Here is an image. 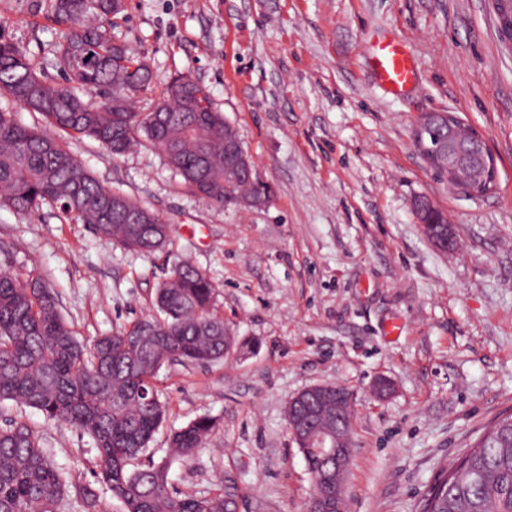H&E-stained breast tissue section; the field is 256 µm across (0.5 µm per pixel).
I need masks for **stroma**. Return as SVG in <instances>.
<instances>
[{
    "label": "stroma",
    "mask_w": 512,
    "mask_h": 512,
    "mask_svg": "<svg viewBox=\"0 0 512 512\" xmlns=\"http://www.w3.org/2000/svg\"><path fill=\"white\" fill-rule=\"evenodd\" d=\"M0 23L59 80L51 0H0ZM114 33L153 70L138 111L172 77L192 75L274 194L259 207L220 206L191 195L160 151L115 156L86 138L73 148L92 175L159 213L168 245L131 252L46 207L0 209V271L41 278L88 340L148 314L174 263H191L242 350L160 369L168 413L152 448L169 458L172 487L204 495L231 478L239 512H305L313 484L285 407L335 383L355 393L348 512H417L442 467L512 412V51L489 0H125ZM383 34L416 58L398 95L366 62ZM426 112L456 113L483 133L493 190L464 195L429 167L415 141ZM420 195L447 214L457 249L423 234ZM381 375L395 386L385 400L371 391ZM13 416L94 487L103 512H122L94 477L87 434L0 404V422ZM203 416L215 425L201 448L170 458L171 432Z\"/></svg>",
    "instance_id": "obj_1"
}]
</instances>
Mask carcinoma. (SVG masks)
Wrapping results in <instances>:
<instances>
[{"instance_id":"1","label":"carcinoma","mask_w":512,"mask_h":512,"mask_svg":"<svg viewBox=\"0 0 512 512\" xmlns=\"http://www.w3.org/2000/svg\"><path fill=\"white\" fill-rule=\"evenodd\" d=\"M61 27L52 64L63 82H51L0 32V97L39 113L59 134L27 127L0 112V209L32 213L56 209L68 224L125 249L153 252L169 241L170 228L155 211L125 192L100 183L64 137L97 141L114 155L140 146L158 149L194 195L224 205L234 195L270 197L256 180L224 193V114L213 108L199 82L175 77L150 112L131 101L149 89L144 56L114 43L110 17L122 12L114 0H53ZM93 89L99 98L87 100ZM422 224L448 218L429 201L416 211ZM206 273L179 262L156 289L154 311L122 330L81 341L58 309L56 294L37 279L0 272V403L11 401L89 435L97 450L96 477L123 512H229L238 487L208 495L169 487V467L157 463L150 444L167 415L157 387L159 370L171 361L209 364L237 347L213 306ZM341 425L336 405L316 409L312 426ZM208 417L169 436V448L192 457L213 429ZM309 473H325L344 490L346 471L303 451ZM77 498L94 512L95 491L73 482L24 421L0 426V512H57ZM420 512H512V414L493 422L424 500Z\"/></svg>"}]
</instances>
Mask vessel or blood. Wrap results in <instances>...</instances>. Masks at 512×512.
<instances>
[{"instance_id": "obj_1", "label": "vessel or blood", "mask_w": 512, "mask_h": 512, "mask_svg": "<svg viewBox=\"0 0 512 512\" xmlns=\"http://www.w3.org/2000/svg\"><path fill=\"white\" fill-rule=\"evenodd\" d=\"M369 64L380 86L390 94H400L414 83V55L399 39L385 38L372 44Z\"/></svg>"}]
</instances>
